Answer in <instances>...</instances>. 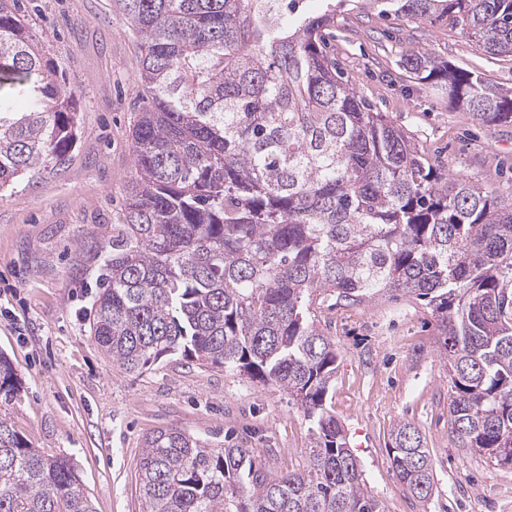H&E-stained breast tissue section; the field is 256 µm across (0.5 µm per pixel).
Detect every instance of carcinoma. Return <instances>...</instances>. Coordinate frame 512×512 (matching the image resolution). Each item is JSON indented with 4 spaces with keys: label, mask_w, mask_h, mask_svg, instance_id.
I'll return each instance as SVG.
<instances>
[{
    "label": "carcinoma",
    "mask_w": 512,
    "mask_h": 512,
    "mask_svg": "<svg viewBox=\"0 0 512 512\" xmlns=\"http://www.w3.org/2000/svg\"><path fill=\"white\" fill-rule=\"evenodd\" d=\"M115 0L140 39L133 176L99 268L91 334L124 372L179 355L288 392L310 424L306 469L270 475L249 449L168 426L147 435L139 512H385L331 408L336 341L315 306L380 293L427 301L448 351L454 447L512 468V196L483 191L368 108L325 48L344 0ZM448 18L512 57V0H372ZM410 78L481 124L512 123V88L427 54ZM25 109L11 111L7 97ZM74 95L19 0H0V190L70 160ZM21 383L0 354V512H95L72 464L41 454L6 410ZM389 458L428 499V448L409 423Z\"/></svg>",
    "instance_id": "obj_1"
}]
</instances>
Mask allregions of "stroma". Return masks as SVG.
I'll use <instances>...</instances> for the list:
<instances>
[{
  "mask_svg": "<svg viewBox=\"0 0 512 512\" xmlns=\"http://www.w3.org/2000/svg\"><path fill=\"white\" fill-rule=\"evenodd\" d=\"M22 3L75 95L78 137L67 168L0 191V353L24 386L9 411L14 429L73 464L96 512H138L144 439L171 424L211 446L242 444L268 472L303 469L309 424L287 392L177 356L124 373L98 347L89 328L97 268L77 243L111 237L128 191L140 42L114 0ZM330 47L362 101L449 173L512 195V124L475 123L401 67L406 55L427 52L510 88L512 58L483 52L451 22L410 21L368 0H348L337 13ZM317 324L336 340L332 409L386 512H512V469L450 439L448 356L425 301L389 293L324 304ZM404 422L419 429L433 460L425 501L403 489L390 463V434Z\"/></svg>",
  "mask_w": 512,
  "mask_h": 512,
  "instance_id": "obj_1",
  "label": "stroma"
}]
</instances>
